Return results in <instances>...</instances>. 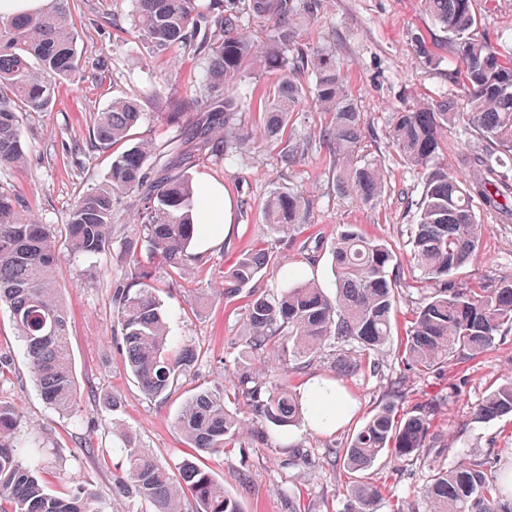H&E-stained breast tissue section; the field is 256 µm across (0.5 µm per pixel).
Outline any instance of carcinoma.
<instances>
[{"label": "carcinoma", "instance_id": "carcinoma-1", "mask_svg": "<svg viewBox=\"0 0 512 512\" xmlns=\"http://www.w3.org/2000/svg\"><path fill=\"white\" fill-rule=\"evenodd\" d=\"M135 28L157 53L195 46L205 60L203 74L190 98L170 102L168 115L184 121L191 149L180 155L187 167L196 160L229 153L240 141L236 128L238 87L255 62L274 68L279 78L265 108L262 134L280 140L288 115L301 106L308 90L294 74L315 77L312 105L331 115L323 135L338 188L373 203L381 194V163L359 155L363 114L348 92L346 73L327 51L295 46L300 16L312 0H134ZM266 27L258 44L239 29L238 3ZM70 0H54L51 10L11 18L0 17V164H26L21 112H46L54 104V84L79 72V30ZM431 21L453 48V81L463 103L432 100L393 113L389 138L407 164L425 171L424 186L415 200L416 224L411 231L410 256L423 279L435 283L406 330L401 360L415 374H429L487 351L496 337L512 333V279L458 283L453 275L469 265L482 246V225L474 202L497 206V198L512 200V181L500 168L512 159V52L503 51L476 32L473 0H421ZM294 47L287 57L282 49ZM140 118L139 104L116 97L96 115L93 140L102 146L128 141ZM453 126L476 134L483 152L465 160L476 173L462 178L437 161L439 130ZM152 145L139 142L112 156L107 178L81 196L69 216L70 250L95 255L105 250L112 229L117 197L142 191L135 221L142 235L129 243L132 253L144 247L157 264L185 271L199 225L192 210L198 190L185 172L148 179L145 161ZM265 222L286 232L312 222L310 201L298 191H277L263 204ZM336 288L331 297L311 282H297L277 295L248 293L264 268L274 263L262 246L239 256L224 272V298L246 294L243 323L244 357L263 359L276 351L284 365L300 366L331 345H351L358 356L340 354L334 373L347 378L365 367L371 353L392 335V319L402 282L389 274L393 252L380 240L354 228L342 231L331 246ZM59 261L54 236L40 223L27 202L0 191V302L8 304L13 323L28 356L34 381L44 402L70 411L76 402V381L68 345L69 314L54 284ZM152 269L134 268L138 289L114 292L113 323L123 341L125 362L145 395L169 396L178 377L188 371L195 354L188 345L169 338L162 303L149 284ZM246 401L252 420L287 429L304 415L298 399L282 382L242 375L232 384ZM226 388H203L184 401L177 430L205 453L222 452L239 443L246 421L225 406ZM399 392L377 406L344 448L336 450L351 472L368 469L386 450L401 459L421 456L429 439L433 408L421 406L397 416ZM512 414V380L494 385L479 406L480 418ZM19 417L0 405V512H97L96 493L82 486L67 498L48 492L37 477L38 462L17 439ZM127 468L115 476L112 491L133 502H146L151 512H182L191 497L195 512H242L239 502L224 493L210 473L195 461H184L172 475L155 458L126 448ZM430 479L422 496L430 512H508L502 505L508 486L489 478L486 463L459 462L448 469L430 462ZM349 512H375L384 489L357 481L348 491Z\"/></svg>", "mask_w": 512, "mask_h": 512}]
</instances>
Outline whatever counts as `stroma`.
<instances>
[{"label": "stroma", "mask_w": 512, "mask_h": 512, "mask_svg": "<svg viewBox=\"0 0 512 512\" xmlns=\"http://www.w3.org/2000/svg\"><path fill=\"white\" fill-rule=\"evenodd\" d=\"M475 10L480 33L511 47L512 0H475ZM133 13L134 0H74L83 74L59 84L53 111L21 113L28 145L25 167L0 165V189L22 196L51 227L60 255L56 280L69 309L77 399L74 409L63 413L42 400L10 311L0 307V356L9 361L0 371V404L19 414L20 435L37 450L47 488L66 496L85 485L97 492L100 512H131L132 503L113 494L112 479L125 470L123 450L132 446L173 472L184 459L198 456L243 512H347L346 487L355 475L336 460L335 451L346 447L397 382L404 385L399 413L434 404L431 443L421 460L406 462L387 452L364 471V480L385 489L376 512H428L420 490L433 463L449 468L477 458L488 461L494 478L502 479L512 470V416L480 419L476 411L494 382L512 376V335L496 338L475 359L426 375L412 374L401 360L405 328L422 299L417 287L421 273L410 259L407 240L411 202L422 192L423 174L393 148L389 124L393 113L457 92L449 78L452 51L420 0H318L296 31V45L330 48L346 69L348 91L364 116L360 152L379 160L385 173L378 200L366 205L338 189L322 142L328 117L309 105L292 113L285 131L306 150L295 163H283L282 143L258 136L278 73L251 68L239 86L243 108L238 114L239 131L251 134V141L226 160L197 161L190 170L194 183L209 178L223 185L232 204L231 230L222 244L193 249L186 276L151 265L146 253L129 254L128 242L139 234L136 191L118 198L103 252L74 254L68 244L73 205L103 180L112 162L111 150L91 144L90 133L96 114L113 98L138 101L141 116L131 137L153 142L155 151L147 162L152 175L180 171L170 145L180 139L182 128L170 121L168 103L193 92L203 59L190 48L153 54L134 28ZM422 40L432 50L433 62L421 58ZM288 189L308 196L312 222L276 233L266 224L262 205L273 192ZM476 213L483 226L482 248L460 271V279L512 278V211L480 206ZM351 226L392 248V271L405 289L395 309L392 337L372 355L376 369L338 382L344 397L355 404L350 418L335 432L314 429L305 420L285 434L269 426L264 439L247 433L235 447L196 455L177 430L176 417L196 388L232 379L244 343L245 299L224 298L225 270L239 255L264 246L278 261L254 281L255 289L273 294L300 280L334 293L330 247ZM137 263L153 268L169 336L198 354L191 372L162 401L146 396L126 369L121 334L112 322L114 291L130 284ZM346 351L343 345L326 349L301 369L275 365L271 377L299 392L307 378L332 377L335 353Z\"/></svg>", "instance_id": "35a3bbf8"}]
</instances>
